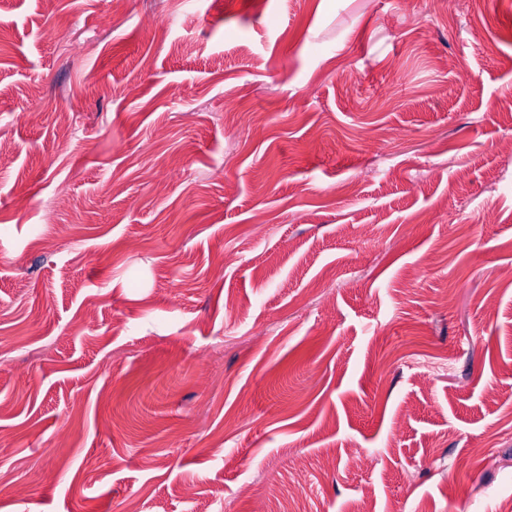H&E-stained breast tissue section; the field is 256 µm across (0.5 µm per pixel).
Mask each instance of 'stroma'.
<instances>
[{
    "instance_id": "stroma-1",
    "label": "stroma",
    "mask_w": 512,
    "mask_h": 512,
    "mask_svg": "<svg viewBox=\"0 0 512 512\" xmlns=\"http://www.w3.org/2000/svg\"><path fill=\"white\" fill-rule=\"evenodd\" d=\"M0 140V512L512 498V0H0Z\"/></svg>"
}]
</instances>
